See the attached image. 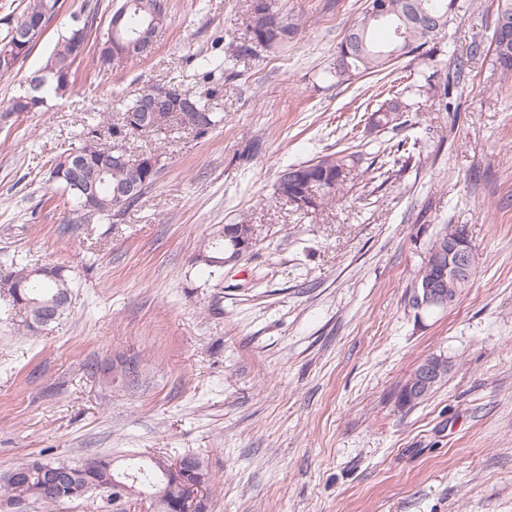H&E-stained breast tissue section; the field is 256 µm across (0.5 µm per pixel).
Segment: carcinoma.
<instances>
[{
  "label": "carcinoma",
  "instance_id": "1",
  "mask_svg": "<svg viewBox=\"0 0 512 512\" xmlns=\"http://www.w3.org/2000/svg\"><path fill=\"white\" fill-rule=\"evenodd\" d=\"M466 0H409L411 12L426 14L432 19L428 25L418 24L411 16L405 19H396L397 25L403 26L405 37L396 43L390 41L386 44L377 42L373 36L374 30L381 26L379 22L364 24L366 15H361L353 26L364 27L362 41L354 44L342 39L336 50V58L333 70L330 74L336 77L338 82H346L357 74H372L384 70L394 57L390 53L401 49V55L415 53L425 47L429 40L445 30L450 21L452 12L463 11ZM59 3V0H31L25 7L18 20H23L29 15H38L51 9ZM250 12L251 44L240 49L246 53L256 47L266 50L283 46L288 43L297 29L296 24L288 18V15L278 9L276 0H248ZM150 0H132L128 9V30L143 31L145 23L152 20ZM82 33V40H87L88 23L84 22L70 29L61 41L56 45L53 54L47 63L51 64L52 71L45 80V85L40 91L34 92L28 87H20L12 96L3 110L1 118L6 119L15 112H36L45 103L46 95L65 93L72 85V65L78 57L84 54L85 48H77L75 33ZM31 49L19 45L10 32L0 38V74L13 71L18 62L26 58ZM495 62L504 75L512 76V39L497 42L494 48ZM192 101L198 111L208 113L204 125L198 127L196 134L203 135L210 128L220 124L224 116L214 112L209 107L208 99L194 97ZM409 110V104L405 102L401 93L395 92L385 99L377 110L371 113L372 125L375 128H387L399 120L401 113ZM182 114L181 108L166 112L156 117L151 125L143 127L142 116L136 103L129 104L122 113L121 123L112 125L108 130L112 135L135 136L144 134L159 135L165 133L169 122L178 120ZM97 130L89 131L80 146L76 150L82 152L88 163L104 169L101 179L96 184L97 199L93 206L95 214L108 217L112 210L133 205L151 188L157 179L159 169L146 166L140 170L139 190L121 200L114 198L116 189L123 187L130 178L129 170L123 165H114L105 160V152L98 147L96 138ZM69 153H64L56 160L50 171L52 181L58 183L63 194L69 197L74 218L72 223H82L86 215L84 209V197L72 183L69 171L64 167V161ZM361 161L356 152L336 153L320 156L305 162L293 163L285 166L277 177L275 194L287 201L296 202L298 197L305 196L310 200V207L316 208L336 196V188L344 181L347 171ZM450 225L444 224L431 239L427 251V263L423 264L417 272L415 281H424L431 272L436 269L438 262L445 260L441 253L443 244L448 238ZM253 238V228L249 224H226L222 226L205 245L201 256L197 261L201 263L207 272V279L218 280L222 275L224 266L209 262V259H222L224 254L231 249L232 241L241 240L248 242ZM11 271L5 276H0V294L9 297L13 309L18 313L16 330L23 336L34 335L40 330L36 321L29 317V312L43 307L51 306L57 312V318L61 319L68 314L71 305L66 300L72 299L71 279L66 274V269L61 266H47L42 274L35 273L36 267L23 264L15 260L10 263ZM59 467L61 463L50 461L41 457H35L27 463L20 465L24 475L18 479L12 473H7L0 478V503L20 502L22 500H39L51 506L64 501L81 499L84 496L83 488L88 485L99 486L103 492H108L107 485L112 479H121L135 489V494H151L157 487H165V477L160 468V461L151 457L141 460L133 458L121 463L110 455H94L86 457L75 464H69L72 474L70 480L54 494L39 496L40 475L47 467Z\"/></svg>",
  "mask_w": 512,
  "mask_h": 512
}]
</instances>
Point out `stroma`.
<instances>
[{"mask_svg":"<svg viewBox=\"0 0 512 512\" xmlns=\"http://www.w3.org/2000/svg\"><path fill=\"white\" fill-rule=\"evenodd\" d=\"M86 2L62 0L0 76V106ZM97 3L70 89L0 119V275L13 259L63 265L73 295L34 336L14 334L0 297V475L41 454H195L207 512H512V88L491 55H468L490 43L498 0H473L421 51L344 83L327 72L365 0H279L293 39L247 54L245 0H169L152 52L117 69L96 36L118 0ZM207 56L224 67L204 83ZM208 84L223 122L125 141L160 154L154 185L73 229L54 159L146 87ZM391 86L410 109L371 129ZM402 140L411 151L392 153ZM346 148L361 162L333 205L275 195L283 166ZM241 223L255 227L250 254L205 285L198 254ZM444 224L465 227L479 264L453 306L419 319L407 292ZM432 354L448 359L445 383L400 407Z\"/></svg>","mask_w":512,"mask_h":512,"instance_id":"35a3bbf8","label":"stroma"}]
</instances>
